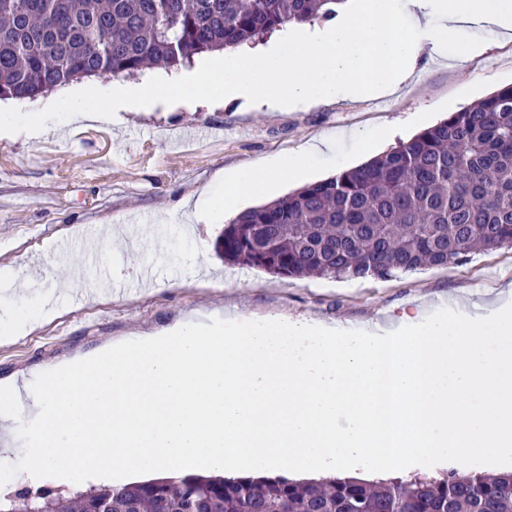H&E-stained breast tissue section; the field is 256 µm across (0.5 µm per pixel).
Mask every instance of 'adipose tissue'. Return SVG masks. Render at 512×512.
<instances>
[{
	"instance_id": "obj_1",
	"label": "adipose tissue",
	"mask_w": 512,
	"mask_h": 512,
	"mask_svg": "<svg viewBox=\"0 0 512 512\" xmlns=\"http://www.w3.org/2000/svg\"><path fill=\"white\" fill-rule=\"evenodd\" d=\"M512 32V0H345L335 18L299 26L267 47L207 55L189 72L136 85L70 87L73 122L108 112L242 100L285 108L389 91L423 53L464 62ZM332 140L313 142L268 172L240 169L218 180L202 219L240 212L335 160ZM0 269V339L50 314L6 290ZM29 417L16 447L11 425ZM512 461V289L358 326L272 318L224 331L210 316L113 345L51 370L36 392L0 387V469L36 487L46 477L111 482L132 473L190 469L224 478L269 473L366 470L406 473L429 460L465 470L474 456Z\"/></svg>"
}]
</instances>
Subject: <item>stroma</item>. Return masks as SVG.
Listing matches in <instances>:
<instances>
[{
  "mask_svg": "<svg viewBox=\"0 0 512 512\" xmlns=\"http://www.w3.org/2000/svg\"><path fill=\"white\" fill-rule=\"evenodd\" d=\"M510 84L512 38H499L462 65L422 58L408 82L376 97L262 111L237 101L160 104L78 125L72 140L60 137V120L50 132L0 124V267L23 273L13 287L17 297L36 291L57 304L51 318L0 341V382L22 376L39 384L55 364L201 310L248 320L282 315L359 323L412 309L422 299L474 298L512 280L510 246L472 253L462 265L383 279L278 278L225 263L216 249L223 225H197L191 238L179 229L182 201L207 193L217 174L264 171L319 138L334 140L337 156L352 168L369 156L356 152L351 133L389 126L396 141H405ZM111 224L143 225L149 236L165 239L167 250L152 251L140 240L117 254L100 242L101 269L87 274L83 301L58 295L67 279L61 260L82 263L87 238ZM63 238L76 244L64 259L54 249ZM146 267L153 270L147 281L141 278ZM106 271L123 293H101Z\"/></svg>",
  "mask_w": 512,
  "mask_h": 512,
  "instance_id": "1",
  "label": "stroma"
}]
</instances>
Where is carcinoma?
Returning <instances> with one entry per match:
<instances>
[{
    "label": "carcinoma",
    "instance_id": "cac0c4a2",
    "mask_svg": "<svg viewBox=\"0 0 512 512\" xmlns=\"http://www.w3.org/2000/svg\"><path fill=\"white\" fill-rule=\"evenodd\" d=\"M344 0H0V99L89 77L175 69L328 19ZM512 245V85L367 163L224 225V261L281 278H386ZM8 512H512V472L354 478L188 474L63 495L19 493Z\"/></svg>",
    "mask_w": 512,
    "mask_h": 512
}]
</instances>
